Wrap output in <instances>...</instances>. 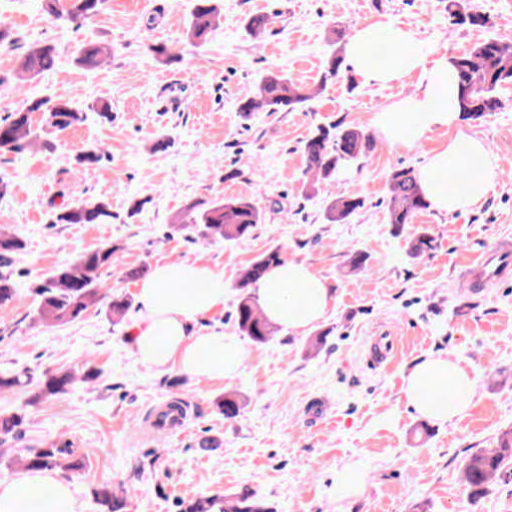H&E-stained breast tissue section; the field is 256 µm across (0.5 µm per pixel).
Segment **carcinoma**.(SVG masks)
<instances>
[{
    "label": "carcinoma",
    "instance_id": "obj_1",
    "mask_svg": "<svg viewBox=\"0 0 512 512\" xmlns=\"http://www.w3.org/2000/svg\"><path fill=\"white\" fill-rule=\"evenodd\" d=\"M48 12L57 19H64L78 26L91 20L104 8L106 0H46ZM448 15L459 25L487 28L490 19L470 10L466 0H448ZM221 23L218 0H192L186 38L200 47L207 43ZM271 26V17L251 15L246 27L259 36ZM111 57L109 47L97 41L83 43L74 62L77 66L93 71L102 67ZM56 48L50 44L33 43L22 54L16 79L20 82L33 80L52 71L57 63ZM460 88L459 106L464 119H478L496 112L503 106L498 90L512 84V41L489 37L471 50L453 57ZM342 51L332 49L326 58L320 85L313 89L282 73L268 72L263 75L256 91L240 100L238 111L244 115L253 112H295L305 108L336 79L342 70ZM41 112L47 125L55 132H64L84 121L82 112L74 108L64 96L35 98L5 118L0 119V149L21 153L39 142L33 130V114ZM375 142L366 131L356 127H344L338 123L319 126L303 144L307 192L316 194L324 186L332 184L337 172L347 164L368 156ZM389 206L388 223L399 230L412 223L416 214L429 208L430 202L422 193L417 173L410 167H394L388 175ZM363 207V200L352 195H337L326 203L325 220L331 224H345ZM112 219L109 206L103 202L72 205L57 216L59 224H104ZM264 221V209L254 195H229L211 201H193L184 205L175 223L210 240L240 241L249 238L257 225ZM24 243L13 234L0 233V305L13 300L17 294L11 272L6 270L11 255L22 250ZM433 238L426 232L419 233L409 244V254L419 258L433 250ZM285 261L279 248L270 249L245 266L237 279L239 301L235 307L234 322L237 334L256 345H264L272 339L275 328L264 316L259 304L248 289L265 272ZM114 263V249L105 244L81 254L74 262L57 267L46 282L34 288L38 297V315L42 320L57 323L73 322L83 316L98 298L103 288L102 270ZM75 375L57 371L47 373L41 382V392L55 396L66 392L73 384ZM224 419L232 421L241 412L242 403L237 394L228 392L219 400ZM23 418L18 415L0 416V444L6 443ZM23 467L31 470L61 469L77 471L84 467L75 457L68 443H52L46 448H31L20 458ZM512 466V431L499 436L497 447L480 449L471 453L464 467V483L471 499L483 497L493 478ZM98 502L105 512H127L128 496L123 490L103 485L96 489ZM181 512H274L265 506L254 493L243 491L232 497H200L183 501Z\"/></svg>",
    "mask_w": 512,
    "mask_h": 512
}]
</instances>
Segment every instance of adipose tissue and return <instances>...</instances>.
I'll list each match as a JSON object with an SVG mask.
<instances>
[{"mask_svg":"<svg viewBox=\"0 0 512 512\" xmlns=\"http://www.w3.org/2000/svg\"><path fill=\"white\" fill-rule=\"evenodd\" d=\"M354 77L362 83H400L418 75L417 91L376 113L374 125L387 143L409 148L436 127H453L460 117L459 91L451 57L437 54L412 31L378 19L357 26L345 45ZM468 172L451 184L449 167ZM494 163L481 140L455 136L429 156L418 172L432 207L451 213L479 207L488 195ZM253 291L266 317L294 333L322 320L336 303V291L309 264L288 260L272 268ZM230 294L224 272L196 261L156 264L141 281L128 315L127 338L136 358L160 373L174 370L224 380L235 376L246 358L238 337L207 327ZM407 403L423 418L446 423L468 410L474 385L467 370L431 354L405 378ZM0 512H76L67 483L48 471H24L0 483Z\"/></svg>","mask_w":512,"mask_h":512,"instance_id":"1","label":"adipose tissue"}]
</instances>
